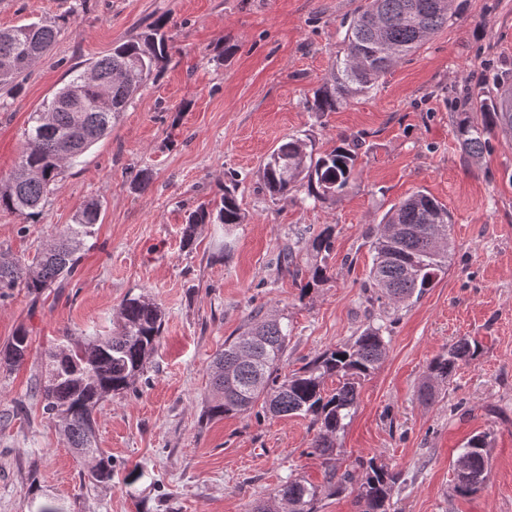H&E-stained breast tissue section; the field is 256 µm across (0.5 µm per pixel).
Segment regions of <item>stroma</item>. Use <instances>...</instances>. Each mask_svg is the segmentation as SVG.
I'll return each mask as SVG.
<instances>
[{
  "label": "stroma",
  "mask_w": 512,
  "mask_h": 512,
  "mask_svg": "<svg viewBox=\"0 0 512 512\" xmlns=\"http://www.w3.org/2000/svg\"><path fill=\"white\" fill-rule=\"evenodd\" d=\"M364 0H0V29L58 19L49 56L20 90L0 85V181L16 169L31 112L68 70L163 21L169 55L111 131L53 187L42 223L0 211V256L31 260L91 200L96 235L67 287L34 296L0 290V349L18 329L27 360L0 368V512H252L279 485L321 486L329 469L376 459L397 472L390 512H512V138L489 134L468 158L456 137L467 94L512 71V0H454L455 15L384 74L368 94L333 112L312 111L316 88L343 49L344 22ZM357 136L358 175L321 201L306 186L271 199L259 168L288 138L323 154ZM146 190L133 188L140 171ZM237 175L243 223L197 227L187 215L219 199ZM452 217L448 268L433 287L391 311L368 299L370 234L417 191ZM330 230L334 249L316 253ZM295 266H280L286 246ZM327 269L315 286L313 265ZM143 295L165 314L157 351L133 389L100 403L99 448L112 457L109 486L90 489L89 463L42 413L36 388L46 352L67 339L108 336L123 300ZM288 319L285 373L348 341L369 323L390 329L387 354L361 382L352 418L326 465L308 419L256 413L201 417L210 362L254 313ZM468 338L460 364L427 402V366ZM491 436L484 489L454 490L466 440Z\"/></svg>",
  "instance_id": "1"
}]
</instances>
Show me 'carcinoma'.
Here are the masks:
<instances>
[{
	"mask_svg": "<svg viewBox=\"0 0 512 512\" xmlns=\"http://www.w3.org/2000/svg\"><path fill=\"white\" fill-rule=\"evenodd\" d=\"M440 0H367L350 19L344 36L343 56L336 57L331 79L315 92L312 110L334 112L353 95L374 88L379 78L424 41L448 24L450 9ZM158 21L112 49L84 69L72 68L69 79L53 97L75 96L85 104L82 112L60 107L52 123L41 124L38 114L52 101L44 102L29 116L18 169L0 183V211L18 213L37 224L52 186L65 172L112 129V118L125 110L153 71L168 57V45ZM60 28L54 21L39 19L0 30V84L12 83L37 61L45 58L56 42ZM480 120L461 119L456 135L465 152L477 157L486 150L485 135L498 129L512 136V72L492 78V87L476 95ZM356 155L347 140L318 157L294 138L280 144L262 169L264 188L273 199L288 196L299 182H306L308 197L315 201L344 194L355 174ZM238 183L232 179L215 206L201 204L187 216L184 242H192L201 224H241L237 202ZM102 205L86 203L68 224L29 262H0V288L23 285L28 293L42 295L63 288L73 276L88 239L94 237ZM448 208L418 191L391 207L372 231L373 259L366 287L369 299L380 306L398 307L414 294L432 286L448 267L450 252ZM160 307L141 296L124 300L117 328L110 336L76 340L71 346L47 353L50 366L39 384L43 414L61 428L74 453L95 460L89 483L107 486L112 481V457L97 448L93 412L113 393L133 387L153 357L162 333ZM384 325H369L349 342L328 349L299 371L281 373L288 348V325L278 318L251 316L244 330L224 340V348L212 360L213 395L204 416L209 420L245 414L260 407L271 416H301L315 429L311 447L331 461L339 433L356 405L362 378L382 362L387 342ZM478 347L461 338L433 359L427 367L423 395L435 397L436 386L448 379L461 362L477 356ZM30 340L21 328L0 351V365H21L29 355ZM338 380L325 393L324 381ZM489 435L471 436L457 467L478 479L475 484L455 478L460 496L480 491L490 474ZM398 474L371 458L356 463L352 472L329 476L327 488L339 493L347 485L357 487L360 512H387V501ZM318 486L294 480L274 489L270 499L284 512H316Z\"/></svg>",
	"mask_w": 512,
	"mask_h": 512,
	"instance_id": "cac0c4a2",
	"label": "carcinoma"
}]
</instances>
